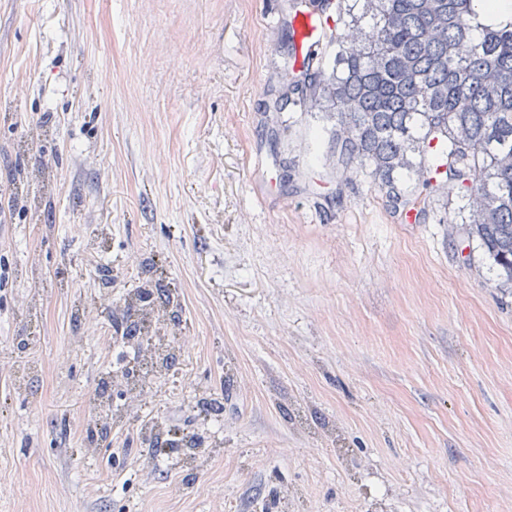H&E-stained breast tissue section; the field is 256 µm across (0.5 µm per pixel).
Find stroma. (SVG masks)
<instances>
[{
    "instance_id": "obj_1",
    "label": "stroma",
    "mask_w": 512,
    "mask_h": 512,
    "mask_svg": "<svg viewBox=\"0 0 512 512\" xmlns=\"http://www.w3.org/2000/svg\"><path fill=\"white\" fill-rule=\"evenodd\" d=\"M293 10L0 0V512H512V294L446 196L392 206L269 110ZM148 262L176 366L90 447ZM148 422L204 444L146 457Z\"/></svg>"
}]
</instances>
